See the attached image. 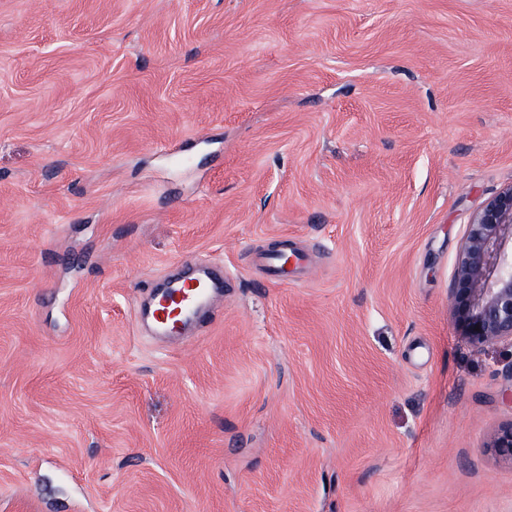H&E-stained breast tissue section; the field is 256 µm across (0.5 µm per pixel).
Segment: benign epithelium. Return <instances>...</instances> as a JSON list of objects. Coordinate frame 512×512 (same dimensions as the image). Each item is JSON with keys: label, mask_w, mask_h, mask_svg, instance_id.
Returning <instances> with one entry per match:
<instances>
[{"label": "benign epithelium", "mask_w": 512, "mask_h": 512, "mask_svg": "<svg viewBox=\"0 0 512 512\" xmlns=\"http://www.w3.org/2000/svg\"><path fill=\"white\" fill-rule=\"evenodd\" d=\"M450 300L469 346L512 344V185L485 200L468 224ZM490 448L512 461V425L494 436Z\"/></svg>", "instance_id": "7a95c632"}]
</instances>
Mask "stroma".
Returning a JSON list of instances; mask_svg holds the SVG:
<instances>
[{"instance_id": "obj_1", "label": "stroma", "mask_w": 512, "mask_h": 512, "mask_svg": "<svg viewBox=\"0 0 512 512\" xmlns=\"http://www.w3.org/2000/svg\"><path fill=\"white\" fill-rule=\"evenodd\" d=\"M509 185L512 0H0V512H512L448 297ZM171 287L155 296L153 321L158 329L172 333L183 320L202 321L209 302L223 288L204 271Z\"/></svg>"}]
</instances>
